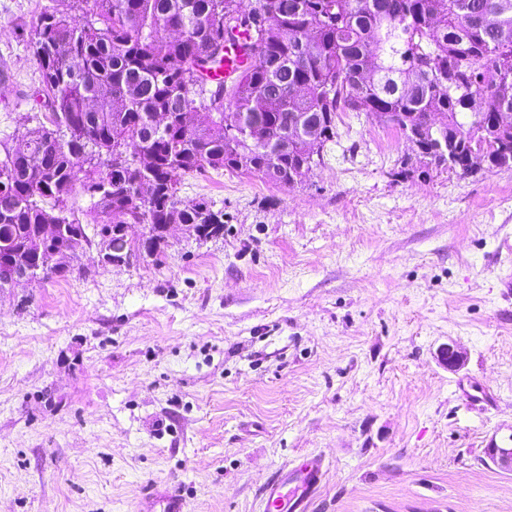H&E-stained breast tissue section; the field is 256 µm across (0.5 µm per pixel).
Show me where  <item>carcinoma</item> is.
Returning <instances> with one entry per match:
<instances>
[{"label":"carcinoma","instance_id":"carcinoma-1","mask_svg":"<svg viewBox=\"0 0 512 512\" xmlns=\"http://www.w3.org/2000/svg\"><path fill=\"white\" fill-rule=\"evenodd\" d=\"M82 2V24L55 7L34 22L32 97L61 142L48 152L43 128L0 141V263L32 265L39 225L80 223L53 214L62 185L89 199L88 245L99 224L112 225V254L126 251L120 224H188L197 239L217 237L224 213L182 204L183 176L224 169L286 184L322 164L339 112L383 114L404 135L443 114L448 125L419 142L425 168H467L474 154L512 167V0ZM174 25L183 36L165 37ZM241 36L252 61L230 84H205L201 73L224 72V50ZM184 112L195 115L190 130L152 122ZM468 112L484 136H465L458 117ZM241 125L268 138L251 146L229 132ZM129 141L136 159L117 151Z\"/></svg>","mask_w":512,"mask_h":512}]
</instances>
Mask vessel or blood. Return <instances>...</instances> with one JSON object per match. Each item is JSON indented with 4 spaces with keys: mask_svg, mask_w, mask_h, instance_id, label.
<instances>
[{
    "mask_svg": "<svg viewBox=\"0 0 512 512\" xmlns=\"http://www.w3.org/2000/svg\"><path fill=\"white\" fill-rule=\"evenodd\" d=\"M322 480L318 462L305 460L294 465L269 485L263 512H307Z\"/></svg>",
    "mask_w": 512,
    "mask_h": 512,
    "instance_id": "obj_1",
    "label": "vessel or blood"
}]
</instances>
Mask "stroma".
<instances>
[{
	"label": "stroma",
	"instance_id": "1",
	"mask_svg": "<svg viewBox=\"0 0 512 512\" xmlns=\"http://www.w3.org/2000/svg\"><path fill=\"white\" fill-rule=\"evenodd\" d=\"M60 3L83 22L0 0V138L40 112L31 27ZM336 130L295 184L185 176L223 236L0 294V512H261L308 456L309 512H512L486 454L512 440V168L404 178L396 130Z\"/></svg>",
	"mask_w": 512,
	"mask_h": 512
}]
</instances>
